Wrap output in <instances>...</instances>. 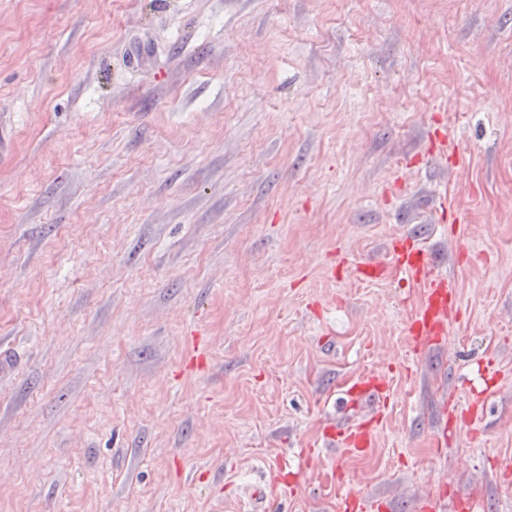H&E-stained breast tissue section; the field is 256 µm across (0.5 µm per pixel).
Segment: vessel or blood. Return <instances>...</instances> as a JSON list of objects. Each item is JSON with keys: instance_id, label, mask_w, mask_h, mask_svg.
Listing matches in <instances>:
<instances>
[{"instance_id": "b4317fda", "label": "vessel or blood", "mask_w": 512, "mask_h": 512, "mask_svg": "<svg viewBox=\"0 0 512 512\" xmlns=\"http://www.w3.org/2000/svg\"><path fill=\"white\" fill-rule=\"evenodd\" d=\"M392 265L409 282L423 290V296L411 317V341L415 349L426 350L438 345L447 335L448 326L459 311L455 281L437 270L426 247L412 237L396 244ZM189 342L192 352L183 363L184 371L199 374L207 372L210 355L206 337L195 330L191 332ZM389 380V375L385 373L365 375L346 383L343 393L349 402L369 401L380 407L390 395ZM381 426V420L371 416L346 428L328 426L323 436L349 452L364 453L373 447Z\"/></svg>"}]
</instances>
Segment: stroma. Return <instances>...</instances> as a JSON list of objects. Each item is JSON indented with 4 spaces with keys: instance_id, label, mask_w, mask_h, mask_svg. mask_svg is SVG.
<instances>
[{
    "instance_id": "35a3bbf8",
    "label": "stroma",
    "mask_w": 512,
    "mask_h": 512,
    "mask_svg": "<svg viewBox=\"0 0 512 512\" xmlns=\"http://www.w3.org/2000/svg\"><path fill=\"white\" fill-rule=\"evenodd\" d=\"M0 136V512H254L377 369L272 512H512V0H0ZM405 236L459 289L420 353L354 269ZM188 339L192 346V352L183 363V371L203 374L207 372L210 367L207 339L196 330L191 332ZM389 380L390 377L386 373L365 375L346 383L343 387V394L350 403L369 401L379 408L385 405V400L390 395ZM379 413L363 419L358 424L346 428L328 426L323 437L332 443H337L351 453H365L374 447L376 437L381 429L382 421L378 419ZM276 475L272 474L270 480H266L263 485H257L253 491V495H255V499L260 500V504H264L267 500L270 501V497L268 494V488L271 486L272 488L277 485V483H282L285 488L283 492L288 494V474L284 475L285 471L288 470V456L281 457L276 464Z\"/></svg>"
}]
</instances>
